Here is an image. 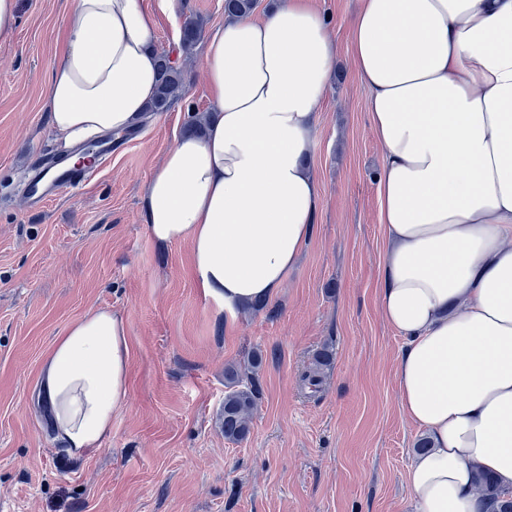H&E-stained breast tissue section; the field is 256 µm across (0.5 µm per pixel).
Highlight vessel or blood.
<instances>
[{
	"mask_svg": "<svg viewBox=\"0 0 512 512\" xmlns=\"http://www.w3.org/2000/svg\"><path fill=\"white\" fill-rule=\"evenodd\" d=\"M98 163L71 165L67 158L48 155L31 171L26 185L29 206L41 205L48 197L85 184L98 171Z\"/></svg>",
	"mask_w": 512,
	"mask_h": 512,
	"instance_id": "vessel-or-blood-1",
	"label": "vessel or blood"
}]
</instances>
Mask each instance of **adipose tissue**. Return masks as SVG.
Here are the masks:
<instances>
[{
	"label": "adipose tissue",
	"mask_w": 512,
	"mask_h": 512,
	"mask_svg": "<svg viewBox=\"0 0 512 512\" xmlns=\"http://www.w3.org/2000/svg\"><path fill=\"white\" fill-rule=\"evenodd\" d=\"M45 110L65 147L121 133L154 97L139 0H69ZM338 45L305 0H271L201 49L212 109L149 179L143 223L187 243L225 325L275 298L321 204L308 164ZM351 65L382 151L379 310L405 340L396 382L427 452L412 512H483L474 469L512 491V0H361ZM124 317L94 309L54 342L41 391L71 456L101 447L129 395Z\"/></svg>",
	"instance_id": "adipose-tissue-1"
}]
</instances>
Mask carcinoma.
<instances>
[{"label": "carcinoma", "mask_w": 512, "mask_h": 512, "mask_svg": "<svg viewBox=\"0 0 512 512\" xmlns=\"http://www.w3.org/2000/svg\"><path fill=\"white\" fill-rule=\"evenodd\" d=\"M255 7V0H224L225 14H247ZM203 31V23L197 19L184 22L180 33V50L190 53ZM158 81L156 93L146 108L148 112H165L188 91L187 72L169 55L161 53L157 58ZM263 364L260 351L251 353L247 362L224 368V402L218 413L224 438L242 442L250 433V422L260 396L257 375ZM476 485L494 512H512V498L498 491L492 477L477 472Z\"/></svg>", "instance_id": "carcinoma-1"}]
</instances>
